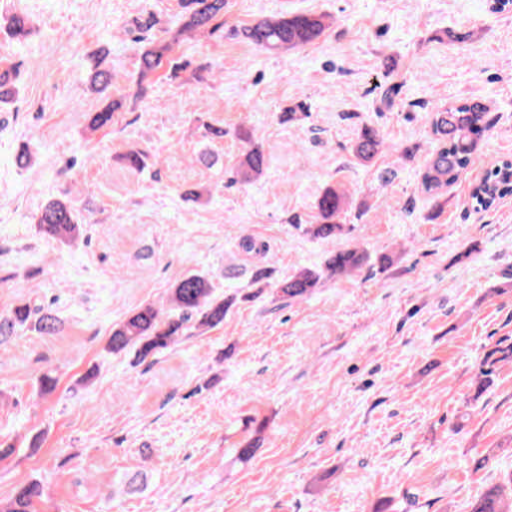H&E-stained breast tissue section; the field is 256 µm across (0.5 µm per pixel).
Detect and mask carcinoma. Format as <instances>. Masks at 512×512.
Masks as SVG:
<instances>
[{
  "mask_svg": "<svg viewBox=\"0 0 512 512\" xmlns=\"http://www.w3.org/2000/svg\"><path fill=\"white\" fill-rule=\"evenodd\" d=\"M225 0H182L183 12L177 34L215 31L214 22L224 17ZM329 24L323 14L300 13L288 16L259 18L241 31L243 39L267 51L305 47L323 36ZM5 29L21 41L30 34L27 16L14 14L7 18ZM138 84L152 75L172 50V42L159 38H139ZM109 52L102 56L90 75L91 89L102 94L112 84V69L102 66ZM15 71L11 66L0 68V104H7L15 94ZM489 107L477 98H464L437 104L430 109V125L434 146L419 172V188L431 199H440L448 186L470 168L475 160L477 136L488 129ZM248 147L242 155L238 176L249 182L261 176L266 168L267 150L254 142L249 129L239 132ZM387 148L378 130L365 126L361 129L353 152L363 162L372 161ZM512 194V172L508 160L486 170L475 186L472 198L477 205L490 209L505 196ZM344 195L336 187L324 188L316 201V223L308 224L304 232L316 239L331 242L339 238L344 225L336 222L343 210ZM40 233L52 240L71 241L80 236L82 219L65 194L51 195L43 200L34 216ZM371 255L357 245L338 247L330 252L321 269H302L271 283L273 299L283 303L309 298L323 280L349 275L360 270ZM233 299L218 295L211 281L204 275L189 272L170 289L168 306L157 308L152 304L139 307L112 329L108 347L114 353L135 350L137 360L170 348L185 332L211 329L224 323ZM34 322L42 334L53 335L58 330L57 318L44 309L23 305L7 315L0 316V338L11 335L18 327ZM40 496L39 485L30 483L15 492L0 512H33L34 499ZM472 512H512V473L500 484L490 486L481 494Z\"/></svg>",
  "mask_w": 512,
  "mask_h": 512,
  "instance_id": "cac0c4a2",
  "label": "carcinoma"
}]
</instances>
